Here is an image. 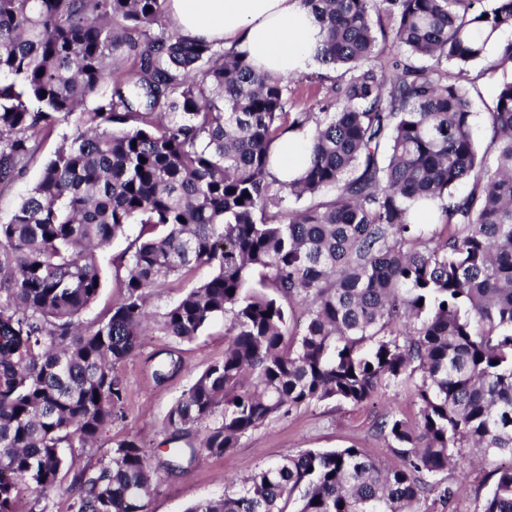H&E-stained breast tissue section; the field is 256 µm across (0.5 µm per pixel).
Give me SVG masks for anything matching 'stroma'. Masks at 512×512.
<instances>
[{
	"mask_svg": "<svg viewBox=\"0 0 512 512\" xmlns=\"http://www.w3.org/2000/svg\"><path fill=\"white\" fill-rule=\"evenodd\" d=\"M468 86L473 112V134L481 145H488L492 131L488 123L491 107L500 83L512 80V68L488 70L479 62L470 68ZM81 126L79 115L70 116L59 125L55 133L41 144L29 162L24 175L12 187L0 193V223L8 221L28 190L38 181L45 161L53 154L62 139L73 138ZM127 245L124 238H117L98 254L102 271V288L96 300L84 309L79 320L84 327L97 325L111 309L121 290L112 273V258ZM224 321L215 319L193 341L180 342L147 331L143 344L133 358L120 369L127 391L126 418L109 425L99 440L90 447L75 449L68 464L76 469L95 467L101 457L110 455L117 441L135 436L142 439L156 471L155 487L149 500V512H185L196 502L219 497L225 481L238 480L256 468L279 461L307 449H335L355 447L367 457L385 463L394 456L383 437L376 431V424L384 413L415 419L418 407L411 398L413 379H406L399 386L378 395L370 402L353 406L324 401L303 407L291 415L275 420L245 435L237 448L221 457L208 456L201 451L203 433L194 434L190 442L199 447L198 458L183 463L180 469L171 470L165 465L169 449L168 431L163 420L194 380L224 353ZM168 349L179 358L182 367L164 384H156L152 373L158 362L156 352ZM445 480L459 484L456 504L471 512L478 500L493 484L490 466L467 468L465 474L448 472Z\"/></svg>",
	"mask_w": 512,
	"mask_h": 512,
	"instance_id": "35a3bbf8",
	"label": "stroma"
}]
</instances>
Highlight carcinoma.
<instances>
[{
  "label": "carcinoma",
  "instance_id": "cac0c4a2",
  "mask_svg": "<svg viewBox=\"0 0 512 512\" xmlns=\"http://www.w3.org/2000/svg\"><path fill=\"white\" fill-rule=\"evenodd\" d=\"M164 2L0 0V191L94 102L0 223V512H18L19 481L30 512L56 493L68 512H148L140 440L92 469L63 449L125 418L118 367L145 323L189 342L218 317L224 355L170 408V440L204 426L202 448L225 455L294 410L360 405L414 374L418 419L377 422L394 465L308 449L187 512H456L439 475L463 449L512 460V81L484 150L466 87L512 0H302L325 31L316 61L339 71L318 112L291 111L290 81L246 53L180 34ZM508 63L512 41L488 69ZM305 129L308 166L283 182L273 147ZM133 224L112 261L122 294L85 330L96 252ZM176 282L189 290L151 313L150 291ZM180 367L159 362L154 381ZM493 476L475 512H512V464Z\"/></svg>",
  "mask_w": 512,
  "mask_h": 512
}]
</instances>
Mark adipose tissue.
Here are the masks:
<instances>
[{"label": "adipose tissue", "mask_w": 512, "mask_h": 512, "mask_svg": "<svg viewBox=\"0 0 512 512\" xmlns=\"http://www.w3.org/2000/svg\"><path fill=\"white\" fill-rule=\"evenodd\" d=\"M179 33L245 52L260 70L287 77L310 70L324 32L301 0H169ZM307 137L286 133L277 143L273 173L297 177L307 153Z\"/></svg>", "instance_id": "obj_1"}]
</instances>
